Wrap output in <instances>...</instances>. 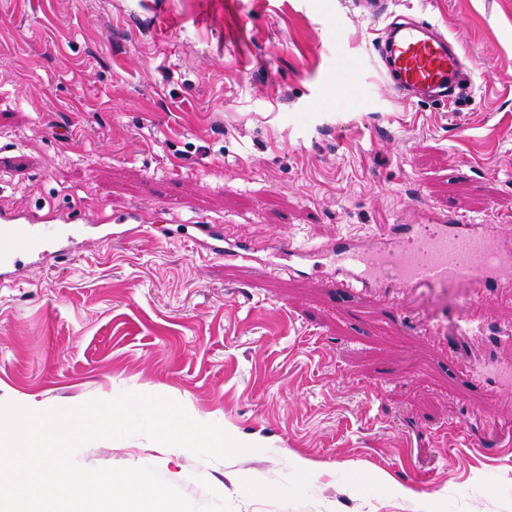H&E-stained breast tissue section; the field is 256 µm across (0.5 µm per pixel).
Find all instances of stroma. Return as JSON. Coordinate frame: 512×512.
<instances>
[{
	"label": "stroma",
	"instance_id": "obj_1",
	"mask_svg": "<svg viewBox=\"0 0 512 512\" xmlns=\"http://www.w3.org/2000/svg\"><path fill=\"white\" fill-rule=\"evenodd\" d=\"M470 64L448 108L403 101L347 0H0V206L137 211L154 234L0 286V403L124 392L180 403L245 444L207 461L144 436L87 468L155 467L232 512H512V388L448 367L464 284L336 293L188 242L203 217L273 250L373 242L432 215L512 237V0H401ZM465 367L512 374L468 337Z\"/></svg>",
	"mask_w": 512,
	"mask_h": 512
}]
</instances>
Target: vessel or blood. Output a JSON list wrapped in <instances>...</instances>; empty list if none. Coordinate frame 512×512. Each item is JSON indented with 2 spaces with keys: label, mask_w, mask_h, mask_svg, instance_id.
I'll return each instance as SVG.
<instances>
[{
  "label": "vessel or blood",
  "mask_w": 512,
  "mask_h": 512,
  "mask_svg": "<svg viewBox=\"0 0 512 512\" xmlns=\"http://www.w3.org/2000/svg\"><path fill=\"white\" fill-rule=\"evenodd\" d=\"M360 18L384 21L382 35L373 44L388 81L408 102L430 100L439 104L452 99L460 85L462 54L457 41L426 18L396 20L389 0H351ZM84 223L78 214L59 218L55 210L0 209V285L24 280L26 260H58L68 254L46 232L59 221ZM95 223L109 227L105 241L138 236L143 219L133 213H99ZM191 242L208 254L231 263H248L249 254L224 248L211 221L199 220ZM333 288H375L386 267H396L406 288L431 282L465 283L475 291V305L488 294L512 291V240L501 236L496 225L457 220L453 223L411 227L398 225L394 234L374 247L339 239L323 254Z\"/></svg>",
  "instance_id": "b4317fda"
}]
</instances>
